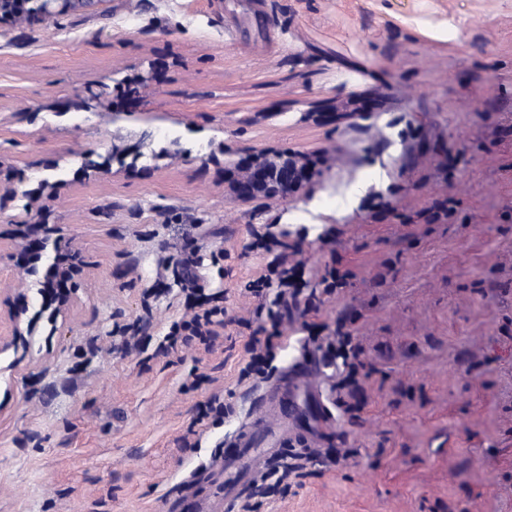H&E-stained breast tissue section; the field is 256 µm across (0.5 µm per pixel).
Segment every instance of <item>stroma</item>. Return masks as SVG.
<instances>
[{
    "instance_id": "stroma-1",
    "label": "stroma",
    "mask_w": 512,
    "mask_h": 512,
    "mask_svg": "<svg viewBox=\"0 0 512 512\" xmlns=\"http://www.w3.org/2000/svg\"><path fill=\"white\" fill-rule=\"evenodd\" d=\"M150 71L136 110H82ZM133 145L134 167L84 165ZM265 148L304 155L308 179L241 201L231 186ZM43 180L56 194L27 198ZM9 187L0 512H512V0H96L2 23ZM39 217L61 243L32 262L19 228ZM256 231L317 295L244 380L258 309L280 310L277 287H247L275 258ZM60 248L83 271L48 306ZM333 270L348 287L320 293ZM190 286L219 299L221 338L158 353ZM347 312L365 364L352 415L328 356ZM309 364L323 409L265 404ZM214 395L233 412L196 424ZM263 415L304 441L225 497L224 448ZM278 460L298 468L288 491L253 497Z\"/></svg>"
}]
</instances>
